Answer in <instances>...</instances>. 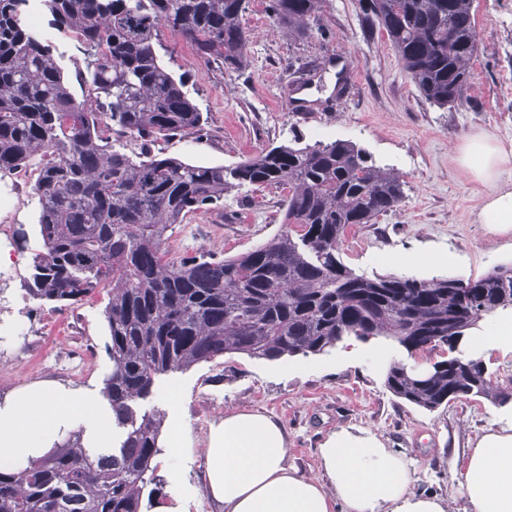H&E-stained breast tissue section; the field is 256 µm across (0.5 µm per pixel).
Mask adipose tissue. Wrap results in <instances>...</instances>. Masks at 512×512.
I'll list each match as a JSON object with an SVG mask.
<instances>
[{
  "instance_id": "obj_1",
  "label": "adipose tissue",
  "mask_w": 512,
  "mask_h": 512,
  "mask_svg": "<svg viewBox=\"0 0 512 512\" xmlns=\"http://www.w3.org/2000/svg\"><path fill=\"white\" fill-rule=\"evenodd\" d=\"M457 160L489 187L478 223L492 236L512 233V148L478 132ZM464 342L476 358L512 352V315H487ZM503 414L506 426L484 429L451 476L464 512H512V402ZM77 429L87 447L111 448L112 409L98 388L42 381L11 392L0 400V469L28 466ZM205 445L204 486L221 512H450L443 499L415 492L407 459L369 432L331 434L315 475L289 464L284 425L258 411L226 412Z\"/></svg>"
}]
</instances>
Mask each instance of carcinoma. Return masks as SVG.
I'll list each match as a JSON object with an SVG mask.
<instances>
[{
    "mask_svg": "<svg viewBox=\"0 0 512 512\" xmlns=\"http://www.w3.org/2000/svg\"><path fill=\"white\" fill-rule=\"evenodd\" d=\"M51 23L88 51L77 71L92 94L77 99L54 48L23 20L27 0H0V173L40 158L34 194L41 248L24 284L33 300L63 309L108 289L112 368L102 395L119 445L85 448L82 433L17 472L0 471V512H141L156 484L163 416L140 412L157 379L227 353L255 358L320 354L344 338L384 336L422 349L462 336L484 314L512 308V263L463 286L453 276L357 274L339 258L354 224L395 210L405 182L348 141L280 145L234 167L204 166L151 151L159 136L193 135L206 118L185 80L160 63L167 30L227 74L248 65L247 0H42ZM368 29L387 36L420 95L464 104L478 34L473 0H359ZM325 0H269L291 35L326 39L310 25ZM139 145L127 149L125 140ZM286 191L284 229L234 258L170 256L173 225L245 186ZM417 381L401 362L386 384L427 410L462 398L503 404L480 359L436 363Z\"/></svg>",
    "mask_w": 512,
    "mask_h": 512,
    "instance_id": "obj_1",
    "label": "carcinoma"
}]
</instances>
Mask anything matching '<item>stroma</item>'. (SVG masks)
<instances>
[{"label": "stroma", "mask_w": 512, "mask_h": 512, "mask_svg": "<svg viewBox=\"0 0 512 512\" xmlns=\"http://www.w3.org/2000/svg\"><path fill=\"white\" fill-rule=\"evenodd\" d=\"M266 3L249 0L242 16L250 62L239 77L197 57L181 36L163 32L158 54L173 75L186 76L187 94L206 119V134L158 138L154 153L192 164L233 166L274 146L351 141L376 164L399 173L405 186L396 211L347 228L340 257L348 267L367 276L465 280L511 263L512 235L492 238L477 224L487 188L456 156L464 137L477 130L512 143V0H473L478 51L467 103L451 108L421 98L382 32L363 33L358 0H327L319 16L327 30L321 42L278 29ZM54 44L73 93L85 95L87 86L76 78L87 65L83 49L61 31ZM339 63L352 72L351 83L340 92L335 89ZM302 65L313 70L307 92L311 109L292 112L285 99ZM284 196L273 186L232 191L215 209L175 225L172 255L205 252L228 258L254 249L280 231ZM0 219L10 226L0 247L9 248L13 270L12 277L0 281V323H21L19 331L0 335V398L44 380L101 384L111 369L107 291L96 290L62 311L26 298L24 281L32 252L40 247L32 190L1 211ZM22 230L29 237L23 250L16 245ZM385 344L384 338L371 339L359 355L347 339L319 355L267 360L227 354L161 376L155 394L139 409L169 413L165 392L179 387L181 420L192 449L176 457L163 449L154 457L160 498L167 503L185 498L186 512H217L202 484L204 436L226 411L255 408L283 423L289 460L300 470H317L318 450L331 433L367 429L411 461L416 491L438 495L452 512H462L449 475L462 468L475 437L496 420L498 407L471 398L427 411L394 397L385 386L391 362L426 371L453 352L445 345L412 353L397 347L387 357Z\"/></svg>", "instance_id": "35a3bbf8"}]
</instances>
